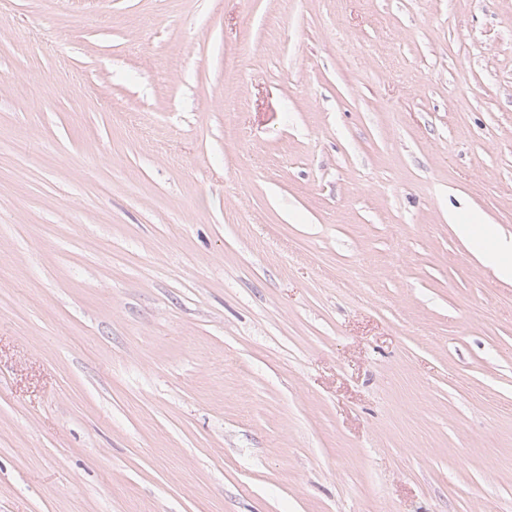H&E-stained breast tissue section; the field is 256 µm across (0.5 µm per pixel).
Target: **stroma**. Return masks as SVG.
<instances>
[{
  "instance_id": "obj_1",
  "label": "stroma",
  "mask_w": 512,
  "mask_h": 512,
  "mask_svg": "<svg viewBox=\"0 0 512 512\" xmlns=\"http://www.w3.org/2000/svg\"><path fill=\"white\" fill-rule=\"evenodd\" d=\"M512 0H0V512H512ZM511 255L512 241L494 237V246L487 253V260L497 264L498 273L504 278H512V261L505 259Z\"/></svg>"
}]
</instances>
